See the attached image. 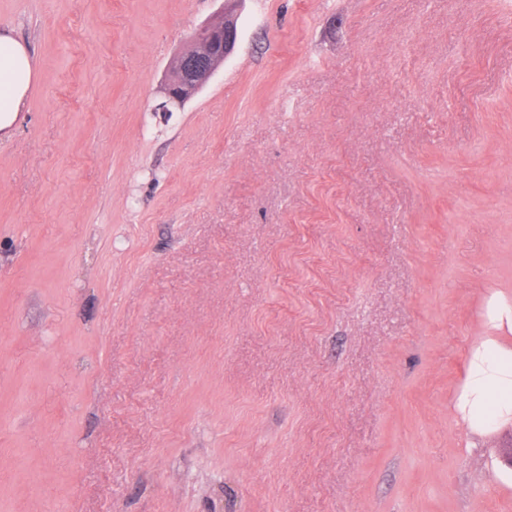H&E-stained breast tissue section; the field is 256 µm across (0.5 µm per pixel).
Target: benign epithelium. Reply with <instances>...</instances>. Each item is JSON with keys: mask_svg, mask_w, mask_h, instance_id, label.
Listing matches in <instances>:
<instances>
[{"mask_svg": "<svg viewBox=\"0 0 512 512\" xmlns=\"http://www.w3.org/2000/svg\"><path fill=\"white\" fill-rule=\"evenodd\" d=\"M237 0H225V7L194 34L187 48L172 59L164 86L163 101L157 112H168L181 106L198 92L213 76L224 60L235 50L237 23L228 5Z\"/></svg>", "mask_w": 512, "mask_h": 512, "instance_id": "obj_1", "label": "benign epithelium"}]
</instances>
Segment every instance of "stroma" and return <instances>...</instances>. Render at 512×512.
I'll return each instance as SVG.
<instances>
[{"instance_id": "35a3bbf8", "label": "stroma", "mask_w": 512, "mask_h": 512, "mask_svg": "<svg viewBox=\"0 0 512 512\" xmlns=\"http://www.w3.org/2000/svg\"><path fill=\"white\" fill-rule=\"evenodd\" d=\"M0 0L35 78L0 138V512H512L455 407L512 342V12ZM218 15L203 24L194 34L187 48L172 59L164 86L163 101L156 111L170 112V107L181 106L198 92L213 76L224 60L235 50L237 23L228 4L239 0H225Z\"/></svg>"}]
</instances>
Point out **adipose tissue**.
<instances>
[{
    "mask_svg": "<svg viewBox=\"0 0 512 512\" xmlns=\"http://www.w3.org/2000/svg\"><path fill=\"white\" fill-rule=\"evenodd\" d=\"M33 78L27 46L0 34V132L15 124ZM457 407L468 427L478 433L512 422V346L490 339L474 350Z\"/></svg>",
    "mask_w": 512,
    "mask_h": 512,
    "instance_id": "1",
    "label": "adipose tissue"
}]
</instances>
